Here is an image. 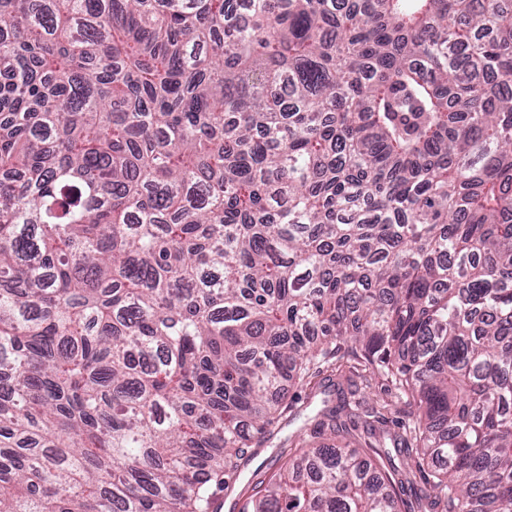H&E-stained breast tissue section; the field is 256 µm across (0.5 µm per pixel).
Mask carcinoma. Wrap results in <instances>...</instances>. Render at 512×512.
Instances as JSON below:
<instances>
[{
    "label": "carcinoma",
    "instance_id": "carcinoma-1",
    "mask_svg": "<svg viewBox=\"0 0 512 512\" xmlns=\"http://www.w3.org/2000/svg\"><path fill=\"white\" fill-rule=\"evenodd\" d=\"M512 509V0H0V512ZM368 448L375 458L357 453ZM387 385L388 384L386 381H383L382 379H375L372 381V386L370 389L367 388L366 390H362V396H365V402L370 405L373 403L372 399L376 398H384L385 400L397 403V411L391 415L388 414L387 416L393 418L394 420L404 421L406 409L404 405L398 401L399 399L396 397V391L393 389V387L391 385L388 387ZM387 389H389V391H387ZM288 415L289 411L280 420L279 426L277 424L272 428V430L275 429L274 437L268 442L259 443L258 446L252 448V451L256 453L253 458L247 462L242 461L236 475L234 492L226 496L221 493L224 497V508L221 512H242L246 498L255 483L265 475L277 470L280 464L278 455L282 450L278 447L280 441H283L302 425L301 421H295L290 426L285 424L288 421V419L286 420Z\"/></svg>",
    "mask_w": 512,
    "mask_h": 512
}]
</instances>
